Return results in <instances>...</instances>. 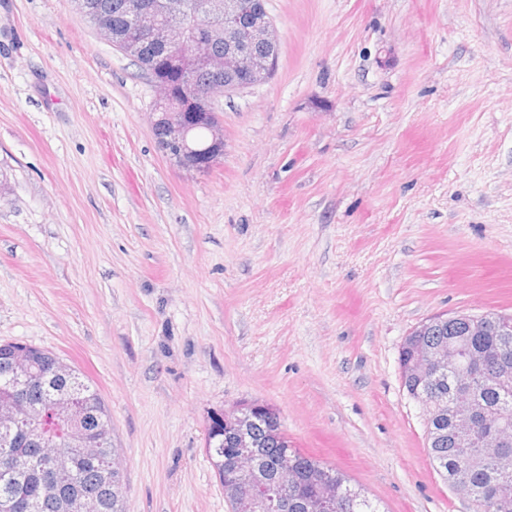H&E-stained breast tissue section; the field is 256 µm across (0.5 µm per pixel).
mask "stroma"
Returning a JSON list of instances; mask_svg holds the SVG:
<instances>
[{"label": "stroma", "mask_w": 512, "mask_h": 512, "mask_svg": "<svg viewBox=\"0 0 512 512\" xmlns=\"http://www.w3.org/2000/svg\"><path fill=\"white\" fill-rule=\"evenodd\" d=\"M274 74L174 166L73 0H0V343L112 414L125 512H231L212 413L276 408L382 512H476L402 385L410 331L512 313V0H266Z\"/></svg>", "instance_id": "35a3bbf8"}]
</instances>
